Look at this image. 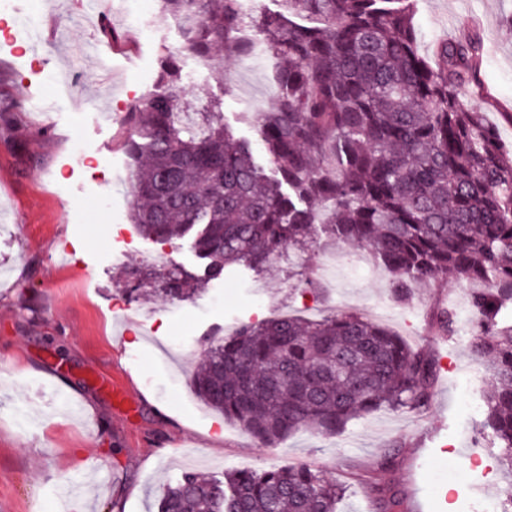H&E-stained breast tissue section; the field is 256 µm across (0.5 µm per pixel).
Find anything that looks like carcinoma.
I'll return each instance as SVG.
<instances>
[{
    "instance_id": "cac0c4a2",
    "label": "carcinoma",
    "mask_w": 512,
    "mask_h": 512,
    "mask_svg": "<svg viewBox=\"0 0 512 512\" xmlns=\"http://www.w3.org/2000/svg\"><path fill=\"white\" fill-rule=\"evenodd\" d=\"M181 43L160 57L155 87L119 121L135 162L131 220L147 238L195 232L220 277L238 265L294 266L319 239L365 248L400 299L451 275L470 286L471 346L486 374L484 429L512 473V156L470 95L480 94L477 40L418 51L412 0H282L276 12L242 0H157ZM262 49L276 60L274 104L254 125L273 165L221 120L222 102L187 97L182 60L224 70V56ZM182 272L162 292L187 294ZM438 358L354 314L288 316L241 325L208 343L191 386L210 409L275 446L311 428L341 433L357 415L422 412ZM346 486L308 464L184 472L157 512H337ZM380 512H406L388 490Z\"/></svg>"
}]
</instances>
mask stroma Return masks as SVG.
Listing matches in <instances>:
<instances>
[{"instance_id":"stroma-1","label":"stroma","mask_w":512,"mask_h":512,"mask_svg":"<svg viewBox=\"0 0 512 512\" xmlns=\"http://www.w3.org/2000/svg\"><path fill=\"white\" fill-rule=\"evenodd\" d=\"M33 8L39 36L0 41V103L21 102L13 127L0 124V512H77L81 484L89 512H152L164 483L185 471L220 477L232 469L307 463L345 482L339 512H365L374 486L395 483L406 499L437 486L447 512H482L504 500L512 474L499 467L480 423L484 374L468 338L467 284L441 279L398 299L381 265L337 267L314 281L317 249L260 272L237 266L202 280L191 237L172 245L141 237L128 221L131 160L118 122L158 77L159 58L180 34L150 0L151 38L128 31L123 0H17ZM512 0H414L418 49L431 57L443 38L473 35L482 48L476 105L512 150ZM126 33L124 53L100 69L82 45H103L102 20ZM272 63L261 56L248 80L232 66L213 72L183 61L196 102L221 100L225 126L265 154L247 113L273 99ZM172 248V262L147 255ZM195 286L190 296L156 295L169 266ZM457 316L442 337L441 302ZM323 314L352 313L414 347L440 348L447 371L427 411L363 414L337 435L309 429L268 447L207 407L190 371L214 336L265 318V304ZM123 387L130 409L117 407ZM94 461L85 469L84 458Z\"/></svg>"}]
</instances>
